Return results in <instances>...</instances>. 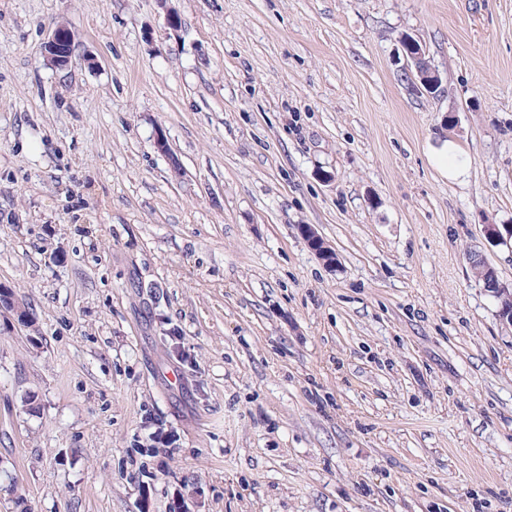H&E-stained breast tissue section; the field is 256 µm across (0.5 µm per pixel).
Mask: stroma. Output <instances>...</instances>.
Instances as JSON below:
<instances>
[{
    "instance_id": "35a3bbf8",
    "label": "stroma",
    "mask_w": 512,
    "mask_h": 512,
    "mask_svg": "<svg viewBox=\"0 0 512 512\" xmlns=\"http://www.w3.org/2000/svg\"><path fill=\"white\" fill-rule=\"evenodd\" d=\"M487 224L512 0H0V512H512ZM65 32L62 29L54 30L44 43V57L48 64L56 68L65 67L71 58L72 44ZM400 46L404 58L403 73L411 78L413 88L426 94L438 89L441 85L439 72L426 57V51L420 41L403 35ZM433 164L450 180L465 173V161L459 144L452 139L445 141L431 156Z\"/></svg>"
}]
</instances>
